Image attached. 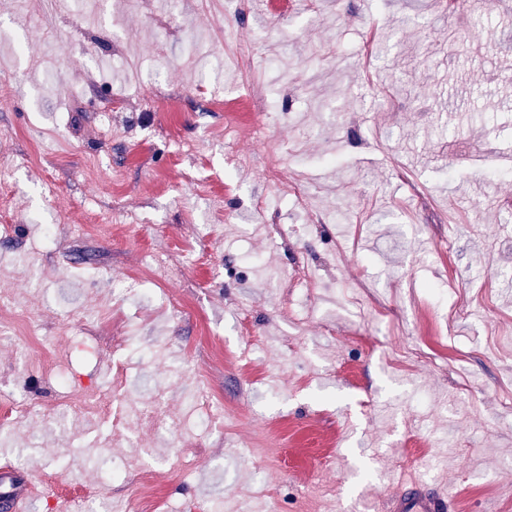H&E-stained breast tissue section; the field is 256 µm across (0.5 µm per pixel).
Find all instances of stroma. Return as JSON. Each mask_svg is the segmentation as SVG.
I'll return each instance as SVG.
<instances>
[{
    "label": "stroma",
    "mask_w": 512,
    "mask_h": 512,
    "mask_svg": "<svg viewBox=\"0 0 512 512\" xmlns=\"http://www.w3.org/2000/svg\"><path fill=\"white\" fill-rule=\"evenodd\" d=\"M252 2L0 0V394L30 407L0 465L57 487L22 512L124 460L109 512H383L420 478L512 512V0ZM117 359L110 413L47 419ZM199 378L213 428L114 433Z\"/></svg>",
    "instance_id": "obj_1"
}]
</instances>
